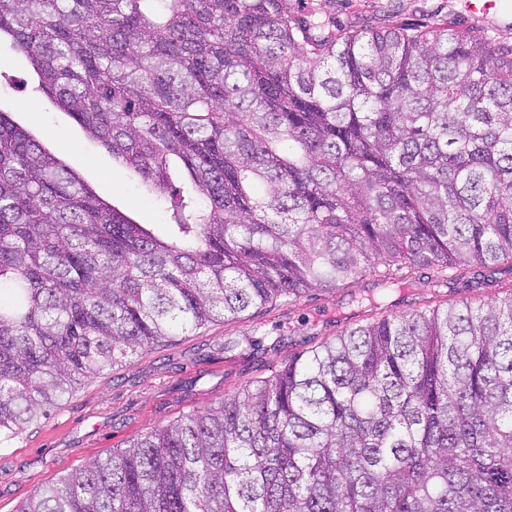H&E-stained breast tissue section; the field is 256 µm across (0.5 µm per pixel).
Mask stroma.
Listing matches in <instances>:
<instances>
[{"label": "stroma", "mask_w": 512, "mask_h": 512, "mask_svg": "<svg viewBox=\"0 0 512 512\" xmlns=\"http://www.w3.org/2000/svg\"><path fill=\"white\" fill-rule=\"evenodd\" d=\"M293 7L298 12L314 8L335 17L338 25L361 28L382 29L402 19L428 25L448 21L462 28L481 23L465 0H293ZM0 110L137 223H166L140 178L113 161L40 90L30 63L7 39L0 41ZM372 286L367 275L329 294L312 291L234 324L216 322L173 337L96 375L0 449V512H17L37 487L129 448L145 433L272 375L292 353L366 322L368 308L352 304L351 297ZM511 290L512 274L506 272L480 289L460 279L434 290L421 279L389 295L385 308L399 315L426 304L487 299Z\"/></svg>", "instance_id": "obj_1"}]
</instances>
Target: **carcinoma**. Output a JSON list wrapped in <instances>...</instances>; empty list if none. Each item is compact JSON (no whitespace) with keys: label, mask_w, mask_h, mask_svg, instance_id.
Segmentation results:
<instances>
[{"label":"carcinoma","mask_w":512,"mask_h":512,"mask_svg":"<svg viewBox=\"0 0 512 512\" xmlns=\"http://www.w3.org/2000/svg\"><path fill=\"white\" fill-rule=\"evenodd\" d=\"M39 88L172 224L0 111V445L208 323L372 274L512 262V41L291 0H0ZM179 172L185 187L173 186ZM17 512H512V292L381 316L40 487Z\"/></svg>","instance_id":"1"}]
</instances>
